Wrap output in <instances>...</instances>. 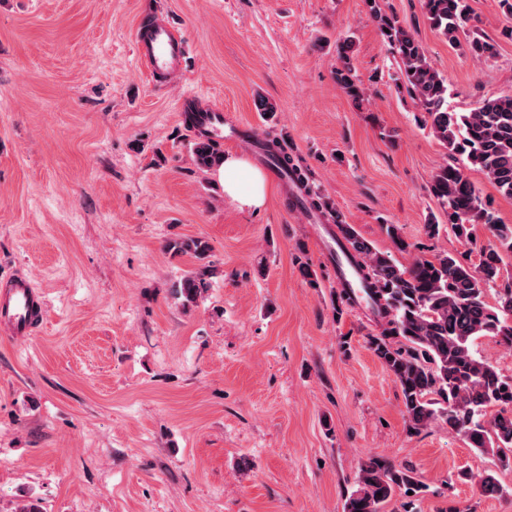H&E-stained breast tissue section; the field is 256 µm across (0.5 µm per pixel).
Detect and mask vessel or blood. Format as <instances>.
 <instances>
[{
  "instance_id": "1",
  "label": "vessel or blood",
  "mask_w": 512,
  "mask_h": 512,
  "mask_svg": "<svg viewBox=\"0 0 512 512\" xmlns=\"http://www.w3.org/2000/svg\"><path fill=\"white\" fill-rule=\"evenodd\" d=\"M136 51L143 65L155 75H162L178 65L183 42L166 25L149 21L139 27ZM205 130L213 136L235 132L223 109H207L201 118ZM42 308V297L30 280L20 276L0 288V332L13 339L27 336Z\"/></svg>"
}]
</instances>
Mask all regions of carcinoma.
<instances>
[{"mask_svg":"<svg viewBox=\"0 0 512 512\" xmlns=\"http://www.w3.org/2000/svg\"><path fill=\"white\" fill-rule=\"evenodd\" d=\"M424 16L448 44L474 60L494 56L496 44L467 34L465 0H422ZM370 10L391 53L397 58L402 86L424 113L430 134L452 155L466 156L497 190L512 197V95L484 99L468 112L448 110V85L431 66L425 50L398 18L381 11L377 0ZM341 66L336 84L353 101L365 93L350 65L352 40L336 43ZM266 151L275 166L304 197L306 209L325 206L309 174L275 142ZM196 164L212 169L224 160L219 143L202 134L193 142ZM430 191L439 201L455 236L478 247V264L471 265L446 251L418 256L407 266L376 250L343 213H329L342 239L340 247L353 268L360 292L381 320L370 349L401 387L409 430L417 432L441 420L480 453L493 452L499 464L512 468V377L501 375L473 349L481 336H493L512 349V275L504 285V256L512 255V225L498 224L479 191L452 164L440 166ZM486 224L495 243L477 246L476 225ZM173 255H190L201 265L186 273L176 289L182 303H194L209 286L213 274L204 264L210 245L202 238L169 240ZM495 292V303L488 301ZM462 476L482 495L501 491L492 471ZM412 469L397 468L371 458L359 469L357 488L347 497L344 512H382L398 491H422Z\"/></svg>","mask_w":512,"mask_h":512,"instance_id":"carcinoma-1","label":"carcinoma"}]
</instances>
